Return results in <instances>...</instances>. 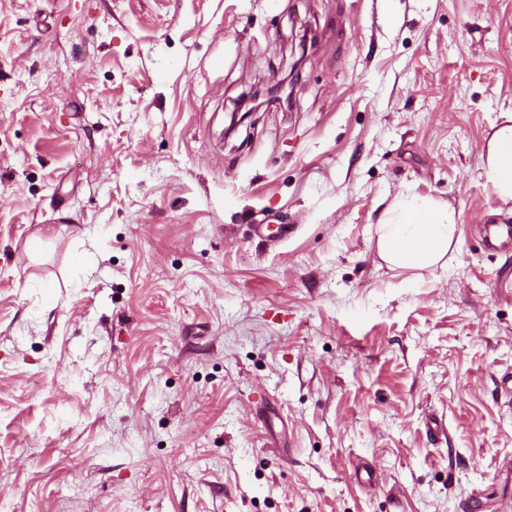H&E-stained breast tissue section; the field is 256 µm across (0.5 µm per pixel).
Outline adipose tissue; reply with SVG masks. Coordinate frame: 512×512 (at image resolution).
I'll use <instances>...</instances> for the list:
<instances>
[{
  "instance_id": "obj_1",
  "label": "adipose tissue",
  "mask_w": 512,
  "mask_h": 512,
  "mask_svg": "<svg viewBox=\"0 0 512 512\" xmlns=\"http://www.w3.org/2000/svg\"><path fill=\"white\" fill-rule=\"evenodd\" d=\"M488 142L484 173L502 201L512 200V113ZM453 212L415 197L402 198L377 226L378 247L393 265L418 269L440 261L455 239Z\"/></svg>"
}]
</instances>
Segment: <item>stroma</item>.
Here are the masks:
<instances>
[{"instance_id": "1", "label": "stroma", "mask_w": 512, "mask_h": 512, "mask_svg": "<svg viewBox=\"0 0 512 512\" xmlns=\"http://www.w3.org/2000/svg\"><path fill=\"white\" fill-rule=\"evenodd\" d=\"M511 111L512 0H0V512H512ZM503 121L488 142L484 173L495 194L504 202L512 200V113H501ZM455 226L448 205L405 197L377 224L378 247L399 268H424L448 253L455 239ZM485 239L492 247L512 246V224H484Z\"/></svg>"}]
</instances>
